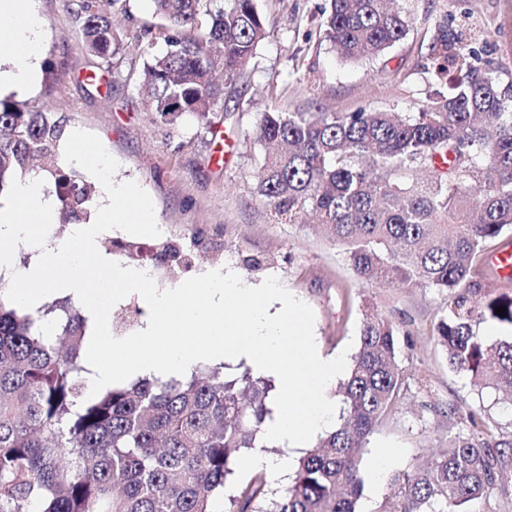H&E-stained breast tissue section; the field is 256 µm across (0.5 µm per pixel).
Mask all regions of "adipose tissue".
<instances>
[{"mask_svg": "<svg viewBox=\"0 0 512 512\" xmlns=\"http://www.w3.org/2000/svg\"><path fill=\"white\" fill-rule=\"evenodd\" d=\"M0 19L7 21L6 38L24 67L0 65V88L23 91L34 85L40 74L42 22L39 0H0Z\"/></svg>", "mask_w": 512, "mask_h": 512, "instance_id": "obj_1", "label": "adipose tissue"}]
</instances>
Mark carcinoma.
Returning <instances> with one entry per match:
<instances>
[{"instance_id":"carcinoma-1","label":"carcinoma","mask_w":512,"mask_h":512,"mask_svg":"<svg viewBox=\"0 0 512 512\" xmlns=\"http://www.w3.org/2000/svg\"><path fill=\"white\" fill-rule=\"evenodd\" d=\"M152 2L161 22L133 31L150 56L148 109L169 123L187 116L211 133L213 108L224 90L237 89L267 37L264 15L256 0ZM323 15V39L345 61L373 63L408 32L386 0H328ZM76 16L85 49L111 61L121 37L99 0H76ZM431 55L454 92L416 112L261 113L252 128L263 150L257 192L290 224L314 214L362 281L448 293L434 326L448 366L512 406V341L488 345L476 332L488 318L512 325V297L488 298L477 270L487 243L512 229V81L503 83L445 25ZM66 128L51 112L0 97V193L38 160L64 223L85 224L95 187L63 162ZM417 170L429 173L421 186L405 181ZM7 287L0 280V512H262L259 479L229 499L233 508L216 503L242 452L265 447L264 378H230L214 367L86 397L82 311L62 299L30 312L3 297ZM500 306L507 315L495 313ZM399 336L379 313L364 319L338 390V424L299 460L267 512H357L363 444L404 383ZM504 448L512 439L469 415L446 453L399 474L401 495L387 512H467L503 479Z\"/></svg>"}]
</instances>
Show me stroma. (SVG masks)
<instances>
[{
    "instance_id": "1",
    "label": "stroma",
    "mask_w": 512,
    "mask_h": 512,
    "mask_svg": "<svg viewBox=\"0 0 512 512\" xmlns=\"http://www.w3.org/2000/svg\"><path fill=\"white\" fill-rule=\"evenodd\" d=\"M324 5L258 0L268 37L243 85L215 106L210 134L190 122L165 125L147 111L141 85L148 55L126 39L111 62L90 56L71 0H40V78L17 99L67 119L69 130L95 133L119 163L115 182L136 181L150 194L157 223L171 225L170 242L189 253L188 265L160 275L159 287L227 264L253 284L277 277L313 309L314 331L329 354L358 342L370 312L397 325L404 390L362 449L367 476L360 512H384L399 489L398 475L446 451L468 413L481 415L494 435L510 437L512 409L495 390L476 391L466 374L449 370L433 334L447 293L363 283L342 249L311 224L274 217L256 193L261 151L248 131L267 111L409 113L448 94L450 80L430 69L439 22L464 33L484 61L512 75V0H410L407 35L371 64L336 57L320 31ZM386 447L399 456L377 484L368 476L371 460Z\"/></svg>"
}]
</instances>
